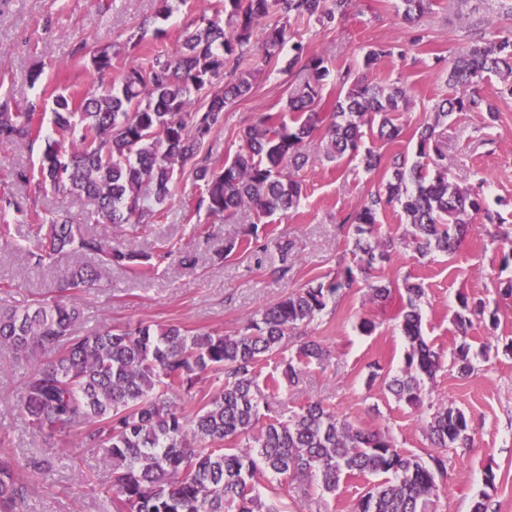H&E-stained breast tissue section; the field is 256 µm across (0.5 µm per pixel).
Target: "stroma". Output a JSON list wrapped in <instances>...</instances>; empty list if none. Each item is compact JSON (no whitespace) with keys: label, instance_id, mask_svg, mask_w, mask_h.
I'll return each instance as SVG.
<instances>
[{"label":"stroma","instance_id":"35a3bbf8","mask_svg":"<svg viewBox=\"0 0 512 512\" xmlns=\"http://www.w3.org/2000/svg\"><path fill=\"white\" fill-rule=\"evenodd\" d=\"M397 0H356L349 13L325 27L316 20L293 23L309 52L323 56L330 67L344 66L350 54L362 48L407 43L415 30H423V43L406 56L384 58L377 76L388 83H403L411 103L398 113L404 127L401 138L377 143L385 156L413 153L416 126L431 121L432 105L447 92L437 75L436 58L452 59L466 45L474 27L488 37L512 34V0H437L432 14L418 29L401 25L395 12ZM167 19L157 11L160 0H0V105L25 111L29 101L51 104L57 90L82 91L110 83L132 67H147L154 52L168 51L182 40L189 22L199 13L215 14L222 0H169ZM161 29L152 49L122 50L127 33L140 26ZM113 50L111 75H101L75 61L81 42ZM284 58L271 60L258 70L250 94L229 104L224 125L207 140L204 150L215 166H222L239 148V135L258 111L286 109L294 79L285 70ZM498 77L483 84L494 100L499 119L483 126L470 112L456 113L439 129L442 149L448 154V178L460 187L484 182L488 204L504 219L503 231L512 233V99L497 96ZM41 144L28 147L0 142V199L13 197L41 214L57 208L69 211L83 234L112 236L153 256L173 250L174 255L148 276L112 266L99 287L75 292L71 298L83 312L80 332L92 333L104 326L146 322L180 324L191 330L234 331L244 327L260 306L273 303L313 279L327 280L341 265L354 261L352 244L340 233L343 219L376 190L382 172H365L357 162H342L327 170L305 168L304 196L288 214L267 219L273 233L263 250L225 256L228 238L242 235L254 213L242 208L231 218L212 215L207 208L186 211V202L198 203L205 195L202 182L191 170L176 175L167 217L159 224H126L116 228L92 219L93 200L84 196L66 199L50 186L22 185L16 170L36 165ZM8 235L0 237V304L23 306L49 295L57 279L72 264L60 258L54 266L39 267L28 258L38 229L29 218L12 213L6 218ZM289 245L292 263L279 274L280 247ZM491 244L483 226H474L462 247L451 256L434 253L420 257L407 249L393 264L377 269L384 279L411 277L422 283L426 294L420 303L426 339L442 355V367L427 382L430 398L463 410L471 421L473 445L448 448V476L439 491L437 512H471L478 494L489 491L495 512H512V300L500 299V282L512 279V262ZM485 301L496 309L497 328L474 320L467 335H459L452 319L458 299ZM397 303L380 306L366 291H354L328 307L308 331L326 345L331 356L324 366H310L298 386L284 388L276 396L282 406L297 409L308 400L324 401L337 413L372 429L388 431L398 448L428 457L433 448L424 432L420 413L397 402L382 381L368 383L372 363L385 376L399 372L406 342L394 319ZM375 320L371 335L361 334L359 316ZM467 343L476 367L474 375L461 378L452 352ZM30 364L15 362L0 351V455L20 464L19 475L27 486L23 512H114L110 467L98 451L84 447L76 435L44 438L31 433L18 407ZM50 457L54 466L39 476L26 467L30 457ZM493 487H486L487 475ZM371 477L341 483L335 497L322 496L316 484L283 485L280 512H351L353 504L370 486Z\"/></svg>","mask_w":512,"mask_h":512}]
</instances>
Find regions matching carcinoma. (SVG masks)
Segmentation results:
<instances>
[{
  "instance_id": "cac0c4a2",
  "label": "carcinoma",
  "mask_w": 512,
  "mask_h": 512,
  "mask_svg": "<svg viewBox=\"0 0 512 512\" xmlns=\"http://www.w3.org/2000/svg\"><path fill=\"white\" fill-rule=\"evenodd\" d=\"M433 2L400 0L397 16L416 26ZM351 3L224 0L231 32L203 12L194 29L148 68H130L88 92L56 95L58 139L44 133L39 103L24 112L0 108V142L44 143L38 167L17 171V181L48 183L65 197L85 195L96 202L104 224L158 223L167 213L175 173L187 166L203 182L208 210L226 218L245 206L259 217L298 207L299 172L310 163L335 165L348 158L369 173L381 166L387 170L382 188L343 219L354 265L261 307L240 330L192 333L177 324L157 330L138 322L80 335V308L58 299L23 309L0 306V346L16 359L34 362L19 401L29 428L41 437L84 432L85 445L101 452L111 467L117 512H279L272 496L284 482L314 480L333 495L342 480L367 475L382 480L360 496L353 512H436L438 484L446 476L443 457L425 460L405 452L389 434L364 428L320 400L280 411L257 383L270 363L268 386L279 390L296 386L310 365L327 362L330 350L305 337L304 328L328 304L362 285L382 304L395 292L399 296L395 319L408 348L400 373L385 382L387 391L415 410H427L426 438L433 447H471L463 410L425 403V381L441 367L439 353L422 332L425 288L408 277L396 288L373 279V271L402 248L421 256L456 251L477 217L501 222L486 207L484 182L465 189L448 182V157L436 129L457 112H473L487 126L496 120L497 108L480 94L479 84L498 75L500 96L512 97V37L488 39L474 29L448 62L446 84L453 93L434 104L433 122L414 132L415 159L398 153L384 160L366 145V131L377 130L381 140L400 138L395 114L410 98L405 86L386 84L374 73L383 58L403 57L405 51L396 45L369 47L334 70L290 31L291 22L303 19L329 26ZM273 15L280 20L270 24ZM256 34L258 63L289 47L288 71L295 73L296 84L287 112L256 113L242 130L234 157L217 168L203 148L224 125V107L252 89L254 71L240 67ZM78 51L95 72L112 71L108 51L85 42ZM331 82L346 91L329 111L320 112L322 92ZM315 139L321 150L313 158L308 144ZM396 207L410 230L400 237L384 235L380 215ZM38 229L42 235L30 252L37 266L84 252L104 265L125 263L144 274L153 269L148 257L128 246L81 235L63 208ZM269 235L268 225L253 223L227 241L224 253L259 249ZM97 280L95 269L72 266L57 292L90 288ZM461 304L455 325L465 335L470 316H484L485 304L466 299ZM453 365L462 377L475 373L469 345L457 348ZM208 374L222 384L186 407L181 397ZM25 494L16 463L1 455L0 512H18Z\"/></svg>"
}]
</instances>
